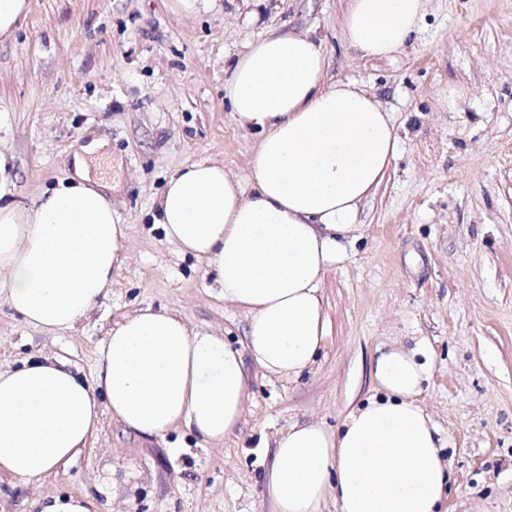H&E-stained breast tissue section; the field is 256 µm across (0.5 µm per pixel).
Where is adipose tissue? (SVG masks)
Here are the masks:
<instances>
[{
	"label": "adipose tissue",
	"instance_id": "obj_1",
	"mask_svg": "<svg viewBox=\"0 0 512 512\" xmlns=\"http://www.w3.org/2000/svg\"><path fill=\"white\" fill-rule=\"evenodd\" d=\"M423 9L424 0H350L347 39L362 56L393 55ZM224 102L260 136L250 182L217 163L186 166L165 183L155 222L250 315L244 349L147 307L113 327L94 381L61 357L0 369V470L35 478L68 466L105 411L142 437L182 424L221 443L250 400L245 357L288 379L313 363L325 336L322 274L345 256L360 205L396 159L395 123L367 90L327 81L321 46L306 33L249 43L224 80ZM99 146H83L73 174L34 206L0 189V295L33 326L73 328L121 265L125 227L106 185L86 172ZM417 355L381 352L378 395L340 431L305 422L279 436L267 480L273 512H321L331 494L340 512H440L450 464L417 400L427 374Z\"/></svg>",
	"mask_w": 512,
	"mask_h": 512
}]
</instances>
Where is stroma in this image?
Masks as SVG:
<instances>
[{"label":"stroma","instance_id":"1","mask_svg":"<svg viewBox=\"0 0 512 512\" xmlns=\"http://www.w3.org/2000/svg\"><path fill=\"white\" fill-rule=\"evenodd\" d=\"M29 3L0 38V182L32 205L101 140L88 170L112 184L127 241L108 296L75 328L31 326L0 297L1 368L63 355L94 380L113 326L146 307L245 345L247 314L152 216L186 165L248 180L259 137L224 105V66L267 31L320 42L329 81L391 112L399 152L359 208L358 239L322 277L328 329L309 368L287 380L247 361L252 398L217 445L182 426L140 437L103 414L68 467L1 472L0 512H37L49 493L91 495L101 512H272L276 439L297 421L338 429L375 394L373 362L395 345L429 358L419 400L448 442L445 512H512V0H426L416 33L381 58L346 41L348 0H218L192 17L171 0Z\"/></svg>","mask_w":512,"mask_h":512}]
</instances>
